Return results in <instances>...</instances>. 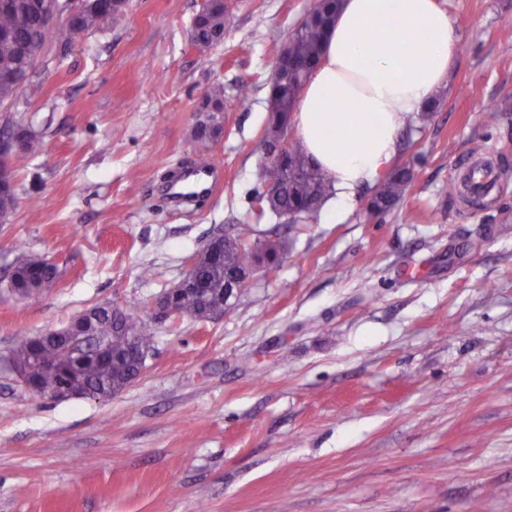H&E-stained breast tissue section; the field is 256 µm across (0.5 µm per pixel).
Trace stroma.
<instances>
[{
	"label": "stroma",
	"instance_id": "stroma-1",
	"mask_svg": "<svg viewBox=\"0 0 512 512\" xmlns=\"http://www.w3.org/2000/svg\"><path fill=\"white\" fill-rule=\"evenodd\" d=\"M228 3L200 50L204 0H129L52 40L0 111L44 143L0 224V512H512V0H445L460 52L436 111L400 133L404 198L369 214L368 185L315 224L251 204L272 46L315 0ZM219 84L224 181L171 208ZM473 154L501 172L480 206L457 181ZM268 231L280 264L220 315L154 323L146 370L111 400L48 403L8 368L17 337L105 304L150 318L212 236ZM33 254L59 276L30 301L6 284ZM201 12L207 14L208 23L203 27L194 29V19L190 34L191 41L208 49L223 41L224 27L229 22L231 10L229 5L224 3V0H208Z\"/></svg>",
	"mask_w": 512,
	"mask_h": 512
}]
</instances>
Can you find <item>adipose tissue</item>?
<instances>
[{
  "label": "adipose tissue",
  "instance_id": "adipose-tissue-1",
  "mask_svg": "<svg viewBox=\"0 0 512 512\" xmlns=\"http://www.w3.org/2000/svg\"><path fill=\"white\" fill-rule=\"evenodd\" d=\"M458 49L441 0H343L294 112L335 211L385 173L401 129L447 86Z\"/></svg>",
  "mask_w": 512,
  "mask_h": 512
}]
</instances>
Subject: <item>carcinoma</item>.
Here are the masks:
<instances>
[{
    "mask_svg": "<svg viewBox=\"0 0 512 512\" xmlns=\"http://www.w3.org/2000/svg\"><path fill=\"white\" fill-rule=\"evenodd\" d=\"M14 2L16 8L0 10V103L12 100L18 76L29 77L40 65L39 58L26 53L24 47L36 39L48 41L51 38L44 22L43 0ZM339 3L340 0H320L312 14L298 24L287 44L276 48L275 67L269 83L270 115L263 135L264 143L275 146L283 142L300 90L320 61L322 43ZM202 11L207 14L208 23L191 29V41L208 49L223 41L224 27L229 22L231 10L224 0H207ZM105 19L107 15L103 12L87 7L76 15L74 26L77 32L82 33L99 27ZM13 134L23 135L26 148L21 155L0 156V173L6 170L12 176L16 167L13 160L36 155L43 148L42 138L27 129L11 123L0 128V138ZM192 138L197 147L196 161L211 160L212 140L207 131L196 124ZM288 156L291 165L286 169L274 161L264 164L261 184L272 188L274 195L269 197L259 192L254 203L264 211L271 208L280 214L291 212L297 220L310 224L318 219L322 205L331 193V180L322 168L304 155L298 144L288 143ZM409 181L407 168L391 170L378 194L369 200L367 209L374 212L387 210L404 196ZM285 250L286 245L281 241L257 240L251 249L239 244L224 246L222 257L216 262L201 258L195 267V275L204 283L205 290L182 294L175 302V308L180 315L200 321L212 318L217 314L215 305L224 294V284L248 269L258 256L276 263ZM57 275V267L49 259L27 255L15 267L8 288L19 296L36 299L42 294V289L33 287V280L55 279ZM95 310L97 319L92 335L102 339L106 347L103 350L90 347L91 356L74 367L71 385L78 387L86 397L108 400L135 379L140 346L150 345L153 328L149 322L132 314L121 323L115 322L110 306H97ZM58 351V346L52 341L36 346L33 339L21 337L9 360L25 368L41 385L51 386L58 379L57 374L50 370Z\"/></svg>",
    "mask_w": 512,
    "mask_h": 512,
    "instance_id": "obj_1",
    "label": "carcinoma"
}]
</instances>
